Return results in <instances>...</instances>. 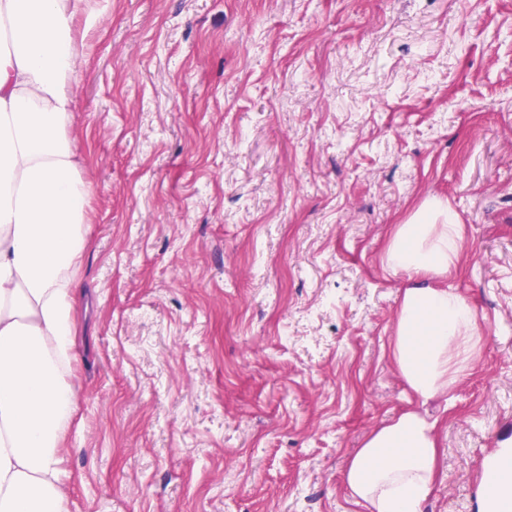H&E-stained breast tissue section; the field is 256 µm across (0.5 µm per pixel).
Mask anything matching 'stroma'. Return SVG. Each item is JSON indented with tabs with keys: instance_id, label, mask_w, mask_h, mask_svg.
<instances>
[{
	"instance_id": "obj_1",
	"label": "stroma",
	"mask_w": 512,
	"mask_h": 512,
	"mask_svg": "<svg viewBox=\"0 0 512 512\" xmlns=\"http://www.w3.org/2000/svg\"><path fill=\"white\" fill-rule=\"evenodd\" d=\"M71 135L91 184L68 512H364L348 458L415 408L478 512L512 447V0H105ZM462 224L482 337L447 401L388 356L392 225Z\"/></svg>"
}]
</instances>
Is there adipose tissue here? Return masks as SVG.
Instances as JSON below:
<instances>
[{"instance_id": "obj_1", "label": "adipose tissue", "mask_w": 512, "mask_h": 512, "mask_svg": "<svg viewBox=\"0 0 512 512\" xmlns=\"http://www.w3.org/2000/svg\"><path fill=\"white\" fill-rule=\"evenodd\" d=\"M89 0H0V512H68L60 465L78 408L72 383L78 271L89 244L69 133ZM457 215L432 199L394 225L383 264L406 280L389 356L422 402L447 398L480 342L473 309L441 287L456 269ZM436 424L416 410L375 429L347 462L368 512H424L442 478ZM487 465L480 512H512V477Z\"/></svg>"}]
</instances>
